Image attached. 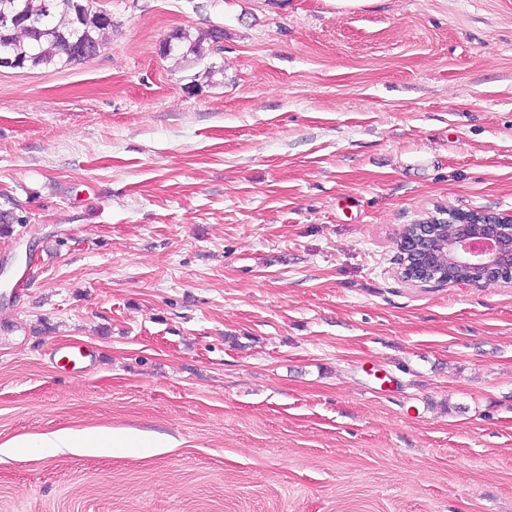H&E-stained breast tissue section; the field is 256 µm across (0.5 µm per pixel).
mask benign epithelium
<instances>
[{
  "label": "benign epithelium",
  "instance_id": "7a95c632",
  "mask_svg": "<svg viewBox=\"0 0 512 512\" xmlns=\"http://www.w3.org/2000/svg\"><path fill=\"white\" fill-rule=\"evenodd\" d=\"M439 224L466 228L453 248L454 267L477 271L483 285L498 283L500 277L512 272V213L492 215L475 210H451L446 218H428L409 225L398 241V251L407 255L424 251L426 241L435 236V226Z\"/></svg>",
  "mask_w": 512,
  "mask_h": 512
}]
</instances>
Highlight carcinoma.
I'll return each instance as SVG.
<instances>
[{
    "label": "carcinoma",
    "instance_id": "carcinoma-1",
    "mask_svg": "<svg viewBox=\"0 0 512 512\" xmlns=\"http://www.w3.org/2000/svg\"><path fill=\"white\" fill-rule=\"evenodd\" d=\"M84 0H0V14L14 13L23 21L0 30V55L18 68L68 66L89 59L103 46L112 15L83 7Z\"/></svg>",
    "mask_w": 512,
    "mask_h": 512
}]
</instances>
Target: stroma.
<instances>
[{
    "label": "stroma",
    "mask_w": 512,
    "mask_h": 512,
    "mask_svg": "<svg viewBox=\"0 0 512 512\" xmlns=\"http://www.w3.org/2000/svg\"><path fill=\"white\" fill-rule=\"evenodd\" d=\"M96 5L0 69V512H512V285L396 246L512 212V0ZM21 448H44L48 454L55 452L106 453L118 448H168L161 437H150L129 430L112 428L63 429L48 436L21 440Z\"/></svg>",
    "instance_id": "obj_1"
}]
</instances>
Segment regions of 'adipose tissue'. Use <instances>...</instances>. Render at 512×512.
Returning <instances> with one entry per match:
<instances>
[{
  "mask_svg": "<svg viewBox=\"0 0 512 512\" xmlns=\"http://www.w3.org/2000/svg\"><path fill=\"white\" fill-rule=\"evenodd\" d=\"M25 447L41 448L46 453L84 452L105 453L118 448H162L166 442L128 430L112 428L63 429L50 435L25 440Z\"/></svg>",
  "mask_w": 512,
  "mask_h": 512,
  "instance_id": "adipose-tissue-1",
  "label": "adipose tissue"
}]
</instances>
